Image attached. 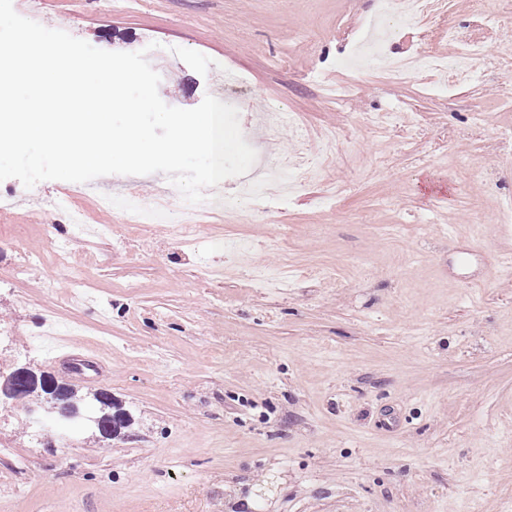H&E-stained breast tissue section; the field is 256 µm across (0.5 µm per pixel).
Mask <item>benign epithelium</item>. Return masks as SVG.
I'll list each match as a JSON object with an SVG mask.
<instances>
[{"label": "benign epithelium", "instance_id": "1", "mask_svg": "<svg viewBox=\"0 0 512 512\" xmlns=\"http://www.w3.org/2000/svg\"><path fill=\"white\" fill-rule=\"evenodd\" d=\"M38 381L26 367L10 372L0 390L20 408L29 426L45 433L49 445H54L51 430L69 423L77 428L99 431L107 417L105 407L82 409L75 399V392L67 386L52 381L44 383L45 393H34Z\"/></svg>", "mask_w": 512, "mask_h": 512}]
</instances>
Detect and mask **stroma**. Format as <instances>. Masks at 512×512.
<instances>
[{"instance_id": "stroma-1", "label": "stroma", "mask_w": 512, "mask_h": 512, "mask_svg": "<svg viewBox=\"0 0 512 512\" xmlns=\"http://www.w3.org/2000/svg\"><path fill=\"white\" fill-rule=\"evenodd\" d=\"M447 2L450 22L426 37L418 0H392L388 59L449 57L452 30L491 54L512 46V0ZM13 6L99 49L172 48L161 99L236 107L249 177L339 141L324 174L282 198L226 212L237 180L224 179L189 246L169 233L178 207L135 224L72 182L0 181V375L65 378L83 404L107 392L126 418L111 437L80 430L49 448L0 400V512H239V496L253 512H512V71L393 83L353 68L378 0ZM230 71L241 85L217 84ZM271 106L298 113L307 141L286 126L262 140ZM385 112L400 122L364 124ZM37 194L116 235L87 237ZM24 253L37 272L12 279ZM51 323L96 339L104 368L56 365Z\"/></svg>"}]
</instances>
